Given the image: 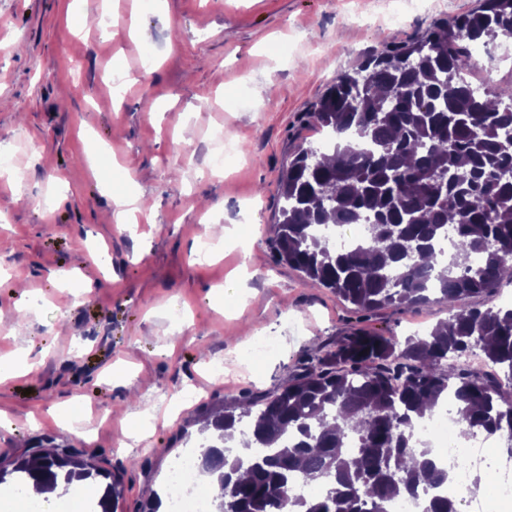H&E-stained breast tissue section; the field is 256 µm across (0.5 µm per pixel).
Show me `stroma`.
<instances>
[{
    "label": "stroma",
    "mask_w": 512,
    "mask_h": 512,
    "mask_svg": "<svg viewBox=\"0 0 512 512\" xmlns=\"http://www.w3.org/2000/svg\"><path fill=\"white\" fill-rule=\"evenodd\" d=\"M475 5L423 0L395 25L389 0H0V352L34 365L0 384V460L77 451L121 481L118 512H139L206 410L276 391L353 327L402 339L447 320L444 303L358 319L272 241L280 172L318 146L307 114L336 73ZM501 46L474 55L484 88L512 82ZM219 129L237 152L214 171ZM125 183L155 208L122 228ZM212 224L224 240L203 256ZM261 337L274 348L257 362Z\"/></svg>",
    "instance_id": "obj_1"
}]
</instances>
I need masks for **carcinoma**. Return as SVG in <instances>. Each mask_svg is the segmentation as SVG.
Returning <instances> with one entry per match:
<instances>
[{
  "label": "carcinoma",
  "instance_id": "obj_1",
  "mask_svg": "<svg viewBox=\"0 0 512 512\" xmlns=\"http://www.w3.org/2000/svg\"><path fill=\"white\" fill-rule=\"evenodd\" d=\"M512 37V0H479L454 23L336 74L313 106L333 148H299L282 170L276 259L367 317L446 302L453 313L404 343L356 327L309 357L276 392L205 414L199 467L216 477L215 512H386L448 482L414 424L452 398L459 423L506 437L512 453V308L492 304L512 263V83L477 93L471 47ZM364 224L338 249L322 224ZM453 231L442 257L441 237ZM481 296L483 308L462 300ZM240 447L227 446L230 432ZM44 481L66 494L118 479L68 450L38 445L0 465V484ZM323 493L297 490V483ZM156 491L140 512L169 500Z\"/></svg>",
  "mask_w": 512,
  "mask_h": 512
}]
</instances>
